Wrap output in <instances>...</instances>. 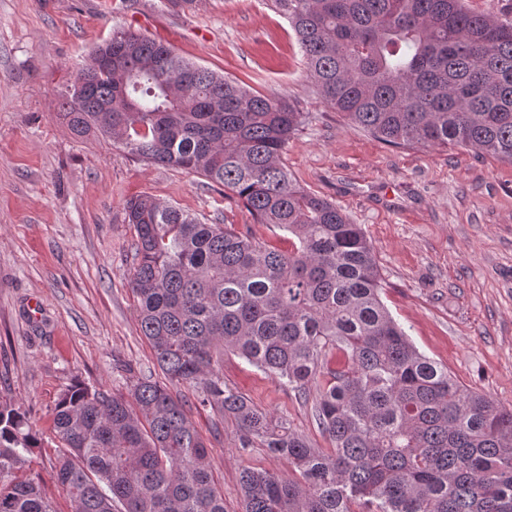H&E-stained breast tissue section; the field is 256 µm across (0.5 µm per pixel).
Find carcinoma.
I'll return each mask as SVG.
<instances>
[{"label": "carcinoma", "instance_id": "obj_1", "mask_svg": "<svg viewBox=\"0 0 512 512\" xmlns=\"http://www.w3.org/2000/svg\"><path fill=\"white\" fill-rule=\"evenodd\" d=\"M323 102L379 140L512 163V20L465 0H272ZM112 51V64L99 56ZM80 82L90 86L75 94ZM78 136L100 134L153 165L224 187L281 250L150 196L134 225L129 285L165 381L128 396L75 382L53 408L56 479L71 512H225L207 445L171 388L233 418L296 477L245 468L244 512H512V406L460 384L418 351L381 301L374 248L281 162L303 113L130 29L95 46L62 102ZM233 352L300 397L316 388V448L224 385ZM42 447L0 405V512H57L24 473Z\"/></svg>", "mask_w": 512, "mask_h": 512}]
</instances>
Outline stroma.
<instances>
[{
	"mask_svg": "<svg viewBox=\"0 0 512 512\" xmlns=\"http://www.w3.org/2000/svg\"><path fill=\"white\" fill-rule=\"evenodd\" d=\"M117 28L303 112L281 159L362 226L392 317L461 384L512 405V163L456 147L395 148L350 125L321 99L270 0H0V404L25 411L43 435L25 472L57 512H70L52 466L59 395L76 381L124 395L134 377H162L128 285L136 232L125 201L149 195L288 246L287 232L255 223L223 189L109 138L77 137L60 118L75 71ZM224 383L329 447L311 401L230 352ZM173 392L209 446L225 512H243V468L291 476L268 449H241L235 420L217 422L189 385Z\"/></svg>",
	"mask_w": 512,
	"mask_h": 512,
	"instance_id": "35a3bbf8",
	"label": "stroma"
}]
</instances>
